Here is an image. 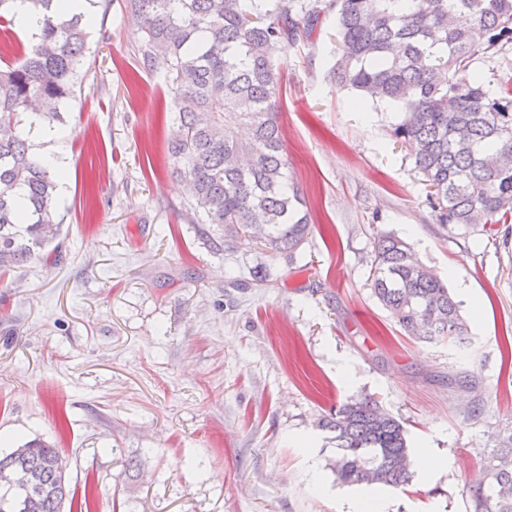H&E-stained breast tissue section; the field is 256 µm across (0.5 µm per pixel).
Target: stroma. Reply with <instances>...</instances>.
Masks as SVG:
<instances>
[{
    "mask_svg": "<svg viewBox=\"0 0 512 512\" xmlns=\"http://www.w3.org/2000/svg\"><path fill=\"white\" fill-rule=\"evenodd\" d=\"M89 32L58 125L63 234L0 277V451L56 445L95 512H472L470 486L512 446V223L438 224L392 134L400 107L328 80L329 16L280 59L313 232L292 260L248 236L225 250L171 173L166 65H138L123 0H99ZM389 233L443 279L464 343L408 335L373 296ZM364 395L447 467L403 488L339 482L318 422Z\"/></svg>",
    "mask_w": 512,
    "mask_h": 512,
    "instance_id": "1",
    "label": "stroma"
}]
</instances>
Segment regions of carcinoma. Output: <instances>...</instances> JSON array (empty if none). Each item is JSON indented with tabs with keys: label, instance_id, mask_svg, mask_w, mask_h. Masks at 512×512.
Segmentation results:
<instances>
[{
	"label": "carcinoma",
	"instance_id": "cac0c4a2",
	"mask_svg": "<svg viewBox=\"0 0 512 512\" xmlns=\"http://www.w3.org/2000/svg\"><path fill=\"white\" fill-rule=\"evenodd\" d=\"M39 42L0 69V275L45 251L61 235L55 174L31 151L22 114L51 123L75 97L89 38L82 16L62 19L53 0H28ZM136 16L138 62L168 61L169 112L179 135L168 142L173 173L193 189L192 221L224 227V245L257 229L264 247L293 257L311 231L306 195L288 175L278 103L280 54L334 15L338 48L330 81L365 99L395 103L393 135L409 146L431 189L440 224L468 229L512 222V78L490 97L470 74L479 52L512 45V0H125ZM480 27L483 47L470 37ZM374 296L409 335L461 342L468 327L448 288L393 234L378 238L370 271ZM336 453L328 466L347 484L401 488L411 481L402 423L372 396L323 417ZM68 460L34 439L0 453V512H15L4 475L35 470L21 512H91L63 471ZM470 488L473 512H512V447L484 465Z\"/></svg>",
	"mask_w": 512,
	"mask_h": 512
}]
</instances>
